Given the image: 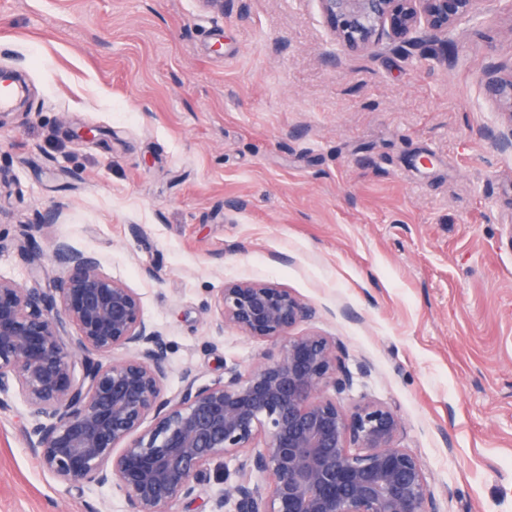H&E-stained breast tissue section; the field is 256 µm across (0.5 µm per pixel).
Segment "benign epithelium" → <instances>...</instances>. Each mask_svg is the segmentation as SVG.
I'll return each instance as SVG.
<instances>
[{
    "instance_id": "1",
    "label": "benign epithelium",
    "mask_w": 512,
    "mask_h": 512,
    "mask_svg": "<svg viewBox=\"0 0 512 512\" xmlns=\"http://www.w3.org/2000/svg\"><path fill=\"white\" fill-rule=\"evenodd\" d=\"M498 2L319 0L336 44L362 52L413 44L422 30L451 45L460 19ZM503 70L484 81L509 120L492 137L511 149L512 68ZM54 257L63 276L48 291L0 278V392L15 384L35 418L31 451L64 484L115 486L127 512H172L231 457L235 473L210 512H439L421 462L396 443L398 416L378 402L336 401L352 384L336 341L288 334L313 310L287 289L224 284V324L280 343L277 354L226 367L222 380L188 378L166 397L168 345L140 295L92 254L60 242ZM149 417L153 428L141 430Z\"/></svg>"
}]
</instances>
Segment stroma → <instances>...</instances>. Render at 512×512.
Instances as JSON below:
<instances>
[{
	"label": "stroma",
	"instance_id": "35a3bbf8",
	"mask_svg": "<svg viewBox=\"0 0 512 512\" xmlns=\"http://www.w3.org/2000/svg\"><path fill=\"white\" fill-rule=\"evenodd\" d=\"M454 39L340 51L318 0H0V67L31 90L0 120V277L52 288L56 242L96 254L165 336L169 395L277 351L224 325L225 281L287 288L439 512H512L511 125L482 80L512 62V0ZM7 400L0 512H127L44 470Z\"/></svg>",
	"mask_w": 512,
	"mask_h": 512
}]
</instances>
